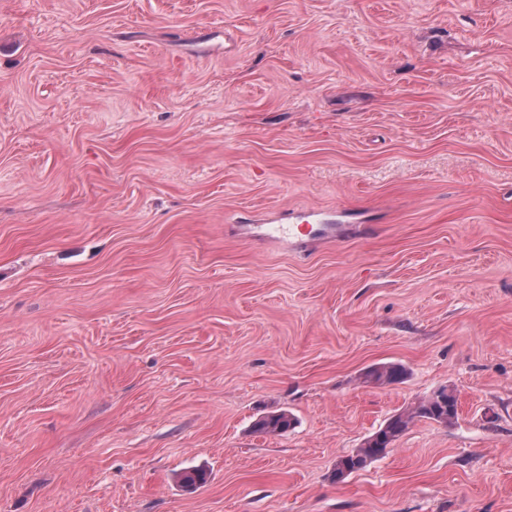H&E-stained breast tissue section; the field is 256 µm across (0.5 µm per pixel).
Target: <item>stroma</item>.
<instances>
[{
    "instance_id": "obj_1",
    "label": "stroma",
    "mask_w": 512,
    "mask_h": 512,
    "mask_svg": "<svg viewBox=\"0 0 512 512\" xmlns=\"http://www.w3.org/2000/svg\"><path fill=\"white\" fill-rule=\"evenodd\" d=\"M0 512H512V0H0ZM336 216L342 217V212H337L336 215H329L328 218H322V214L320 211L312 210L308 212L307 218H311V221L314 223L312 226H302L296 225L297 219L302 218L300 215L290 214L288 215L289 224H278L270 227L267 232L264 234L266 239L282 242L288 241V245L291 247H296L300 245L304 240L316 238V237H327V238H337L340 227L334 225L336 221ZM321 227L315 228V224H322ZM406 376V369L397 363H385L370 368L361 374L362 382L379 386L400 383ZM442 390L440 388L413 406L392 415L377 431L366 437L359 448L340 457L331 473L332 480L336 483L343 482L352 473L365 469L385 456L416 420L427 419L439 424H452L458 416V397L453 389L448 388L445 390L448 394L440 400L436 399L441 397ZM296 425L295 417L287 410L269 411L258 417L253 428L255 431L268 435H283Z\"/></svg>"
}]
</instances>
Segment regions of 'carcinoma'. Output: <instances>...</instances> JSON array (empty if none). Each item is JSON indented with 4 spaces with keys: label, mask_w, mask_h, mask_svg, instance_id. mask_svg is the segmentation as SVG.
<instances>
[{
    "label": "carcinoma",
    "mask_w": 512,
    "mask_h": 512,
    "mask_svg": "<svg viewBox=\"0 0 512 512\" xmlns=\"http://www.w3.org/2000/svg\"><path fill=\"white\" fill-rule=\"evenodd\" d=\"M406 376V369L397 363H385L370 368L361 374L362 382L379 386L393 385ZM458 416V397L453 389L440 399L425 397L413 406L389 417L377 431L364 439L359 448L340 457L331 473L334 482L344 481L354 472L365 469L372 462L385 456L396 441L406 433L416 420L427 419L439 424L450 425ZM296 425L295 417L286 410L269 411L258 417L253 428L268 435H283ZM208 480L203 468L184 472L180 478L186 489H195Z\"/></svg>",
    "instance_id": "obj_1"
}]
</instances>
